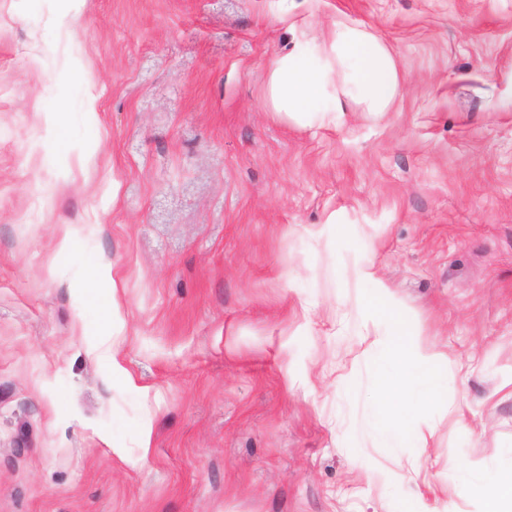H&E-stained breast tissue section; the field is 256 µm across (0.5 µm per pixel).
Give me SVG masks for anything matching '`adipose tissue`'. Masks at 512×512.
<instances>
[{"label":"adipose tissue","instance_id":"adipose-tissue-1","mask_svg":"<svg viewBox=\"0 0 512 512\" xmlns=\"http://www.w3.org/2000/svg\"><path fill=\"white\" fill-rule=\"evenodd\" d=\"M401 75L390 47L365 27L336 21L328 42L277 56L267 85L276 115L311 128L349 108L373 115L389 111ZM400 358L377 405L387 416L385 441L403 446L412 423L421 421L428 404L440 394L438 353L422 347L410 334L395 344Z\"/></svg>","mask_w":512,"mask_h":512}]
</instances>
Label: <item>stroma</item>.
Here are the masks:
<instances>
[{"label":"stroma","mask_w":512,"mask_h":512,"mask_svg":"<svg viewBox=\"0 0 512 512\" xmlns=\"http://www.w3.org/2000/svg\"><path fill=\"white\" fill-rule=\"evenodd\" d=\"M336 20L391 110L275 117ZM399 330L447 390L387 448ZM510 470L512 0H0V512H493ZM358 279L364 283L371 284L378 290V295L371 304L374 308L375 316L397 325L403 322L402 311L387 299L385 288L377 277L372 265L363 267L358 272ZM512 486V472L504 474H490L483 479L479 478L469 482L468 487L483 496L494 497L503 487Z\"/></svg>","instance_id":"35a3bbf8"}]
</instances>
